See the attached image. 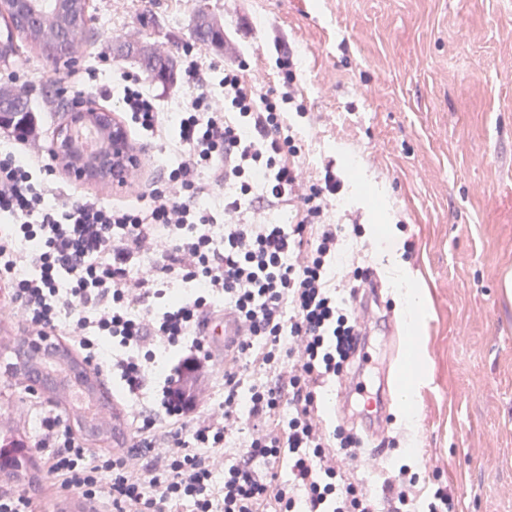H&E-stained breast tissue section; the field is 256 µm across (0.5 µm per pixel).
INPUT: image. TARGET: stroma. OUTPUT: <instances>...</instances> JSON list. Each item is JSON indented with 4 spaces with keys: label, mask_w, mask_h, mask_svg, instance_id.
<instances>
[{
    "label": "stroma",
    "mask_w": 512,
    "mask_h": 512,
    "mask_svg": "<svg viewBox=\"0 0 512 512\" xmlns=\"http://www.w3.org/2000/svg\"><path fill=\"white\" fill-rule=\"evenodd\" d=\"M208 14L223 45L195 38ZM89 26L99 41L74 63L28 50L0 65V86L24 89L31 104L45 86L120 115L121 73L143 77L168 122L187 93L181 81L147 77L138 51L179 61L192 47L210 66L206 86L220 96L224 66L243 64L262 90L278 86L276 59L289 50L309 119L292 118L310 171L334 161L346 173L332 219L358 212L362 236L348 254L382 279L393 312L372 307L369 362L360 379L375 395L389 331L415 334L402 346L397 378L410 354L422 373L414 412L391 389L386 448L357 476L380 493L388 469L417 476V507L447 486L454 512H512V0H92ZM138 177L123 190L86 183L109 203H135L156 177L151 163L177 153L129 134ZM413 250H405V243ZM424 299L410 324L405 288ZM0 346V431L38 429L41 391L18 385Z\"/></svg>",
    "instance_id": "1"
}]
</instances>
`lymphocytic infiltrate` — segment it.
Masks as SVG:
<instances>
[{"label": "lymphocytic infiltrate", "mask_w": 512, "mask_h": 512, "mask_svg": "<svg viewBox=\"0 0 512 512\" xmlns=\"http://www.w3.org/2000/svg\"><path fill=\"white\" fill-rule=\"evenodd\" d=\"M280 87L262 92L243 65L224 67V99L199 91L205 68L185 50L179 72L193 93L169 125L141 78L122 75L124 117L131 129L180 152L176 167L135 207L92 196L47 204L39 113L25 116L20 153L0 156V285L29 336L71 343L86 360L102 344L119 354L106 368L127 398L141 396L158 353L173 359L151 409L132 415L137 453L88 450L53 410H40L33 443L52 484L113 512H409L410 480L398 472L375 499L343 465L366 464L363 440L329 427L322 388L349 374L361 358L366 328L353 303L371 270L345 259L346 234L360 224H334L328 213L344 188L334 162L309 172L287 114L307 112L297 93L293 55L279 58ZM224 195V234L201 198ZM290 224L271 221L279 208ZM34 266L31 276L20 270ZM195 283L167 298L174 283ZM237 318L235 356L217 369L203 330L218 307ZM220 381L221 404H202L204 383ZM287 461L291 478L276 468ZM223 471V483L213 480Z\"/></svg>", "instance_id": "f902f5d3"}]
</instances>
